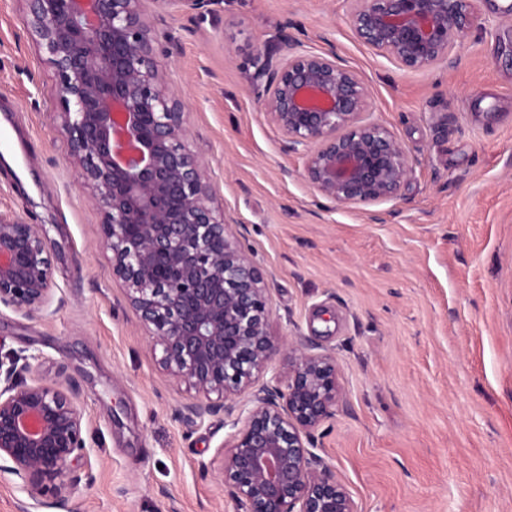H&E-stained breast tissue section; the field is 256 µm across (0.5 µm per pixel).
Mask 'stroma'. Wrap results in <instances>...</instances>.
I'll return each mask as SVG.
<instances>
[{"label": "stroma", "instance_id": "obj_1", "mask_svg": "<svg viewBox=\"0 0 512 512\" xmlns=\"http://www.w3.org/2000/svg\"><path fill=\"white\" fill-rule=\"evenodd\" d=\"M480 0L451 60L398 66L364 44L351 0H207L143 10L170 53L188 147L214 206L266 274L275 339L337 362L343 400L313 433L358 512H512V13ZM335 52L413 169L397 199L336 206L305 177L251 87L257 52ZM57 80L24 0H0V214L51 242L48 309L0 304V354L71 379L88 422L62 507L0 473V512H233L223 416L186 426L174 385L103 249V211L71 161ZM380 220H373V213Z\"/></svg>", "mask_w": 512, "mask_h": 512}]
</instances>
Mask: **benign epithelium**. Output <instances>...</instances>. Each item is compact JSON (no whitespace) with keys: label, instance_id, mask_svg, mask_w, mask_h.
<instances>
[{"label":"benign epithelium","instance_id":"7a95c632","mask_svg":"<svg viewBox=\"0 0 512 512\" xmlns=\"http://www.w3.org/2000/svg\"><path fill=\"white\" fill-rule=\"evenodd\" d=\"M28 23L57 78L70 157L105 213L102 245L126 285L161 365L199 398L178 415L195 425L223 414L220 449L235 512H357L313 451L311 435L343 392L336 360L304 337L288 344L276 384L255 374L281 352L270 333L265 273L214 207L201 157L190 150L183 100L163 81L158 37L141 0H24ZM351 25L378 53L410 69L449 59L480 0H352ZM263 58L261 110L307 150L305 174L327 199L370 205L397 198L412 162L392 133L363 121L369 91L336 54ZM51 243L36 225L0 216V304H50ZM0 358V460L31 495L64 501L63 476L88 459L84 410L70 380H26L29 358Z\"/></svg>","mask_w":512,"mask_h":512}]
</instances>
